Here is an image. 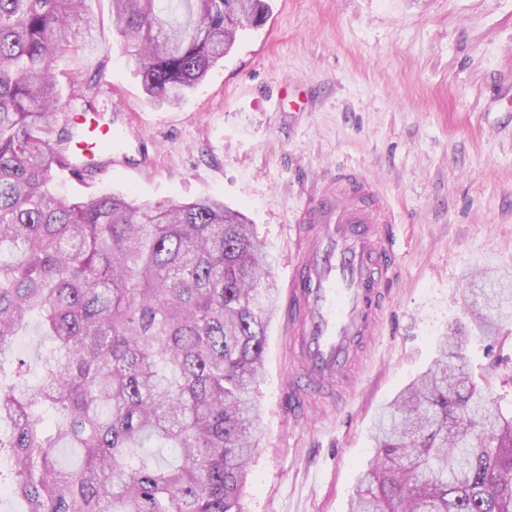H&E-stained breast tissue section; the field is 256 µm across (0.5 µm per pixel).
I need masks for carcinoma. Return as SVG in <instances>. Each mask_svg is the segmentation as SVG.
<instances>
[{"label":"carcinoma","mask_w":512,"mask_h":512,"mask_svg":"<svg viewBox=\"0 0 512 512\" xmlns=\"http://www.w3.org/2000/svg\"><path fill=\"white\" fill-rule=\"evenodd\" d=\"M86 0H0V496L23 512H241L259 447L250 397L277 287L245 215L206 197L56 194L64 107L53 62L93 26ZM111 0L128 63L180 101L268 17V0ZM471 293L512 317V275ZM51 342L31 380L14 351ZM445 340L375 427L350 512H512V415ZM156 448H172L161 459Z\"/></svg>","instance_id":"1"}]
</instances>
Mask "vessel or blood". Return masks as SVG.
Wrapping results in <instances>:
<instances>
[{
    "label": "vessel or blood",
    "mask_w": 512,
    "mask_h": 512,
    "mask_svg": "<svg viewBox=\"0 0 512 512\" xmlns=\"http://www.w3.org/2000/svg\"><path fill=\"white\" fill-rule=\"evenodd\" d=\"M70 132L77 149L68 153V164L82 172L123 166L128 152L140 148L116 112L76 116ZM337 176L347 185L345 196L321 193L294 226L298 259L283 296L280 328L297 355L288 413L299 418L312 390L348 374L398 278L395 224L385 197L359 170L344 165Z\"/></svg>",
    "instance_id": "1"
}]
</instances>
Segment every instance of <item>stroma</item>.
<instances>
[{"label": "stroma", "instance_id": "stroma-1", "mask_svg": "<svg viewBox=\"0 0 512 512\" xmlns=\"http://www.w3.org/2000/svg\"><path fill=\"white\" fill-rule=\"evenodd\" d=\"M267 21L176 105L159 107L127 66L109 0L78 51L55 64L91 89L99 111L122 101L152 157L141 174L56 189L136 203L220 198L244 213L275 282L293 259V226L337 165L363 171L396 224L399 277L377 336L333 396L310 398L315 425L282 406L292 358L278 320L257 387L262 436L242 512H349L360 471L377 454L383 408L426 370L453 327L471 376L512 411V320L494 340L471 323L472 277L512 273V0H270Z\"/></svg>", "mask_w": 512, "mask_h": 512}]
</instances>
